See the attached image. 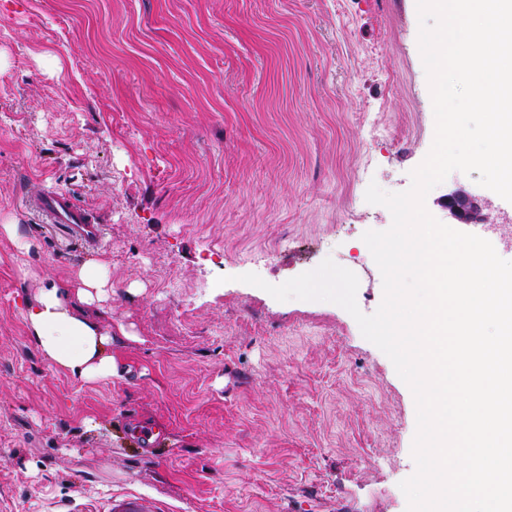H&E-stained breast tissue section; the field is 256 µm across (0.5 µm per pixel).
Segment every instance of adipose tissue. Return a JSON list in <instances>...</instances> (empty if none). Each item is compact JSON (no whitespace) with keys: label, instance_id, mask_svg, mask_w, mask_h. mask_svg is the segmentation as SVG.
<instances>
[{"label":"adipose tissue","instance_id":"ef3b65f1","mask_svg":"<svg viewBox=\"0 0 512 512\" xmlns=\"http://www.w3.org/2000/svg\"><path fill=\"white\" fill-rule=\"evenodd\" d=\"M110 286L101 265L88 263L69 279H49L25 303L24 320L36 348L54 367L82 381L115 371L112 339L83 310L103 300Z\"/></svg>","mask_w":512,"mask_h":512}]
</instances>
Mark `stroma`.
<instances>
[{
	"instance_id": "obj_1",
	"label": "stroma",
	"mask_w": 512,
	"mask_h": 512,
	"mask_svg": "<svg viewBox=\"0 0 512 512\" xmlns=\"http://www.w3.org/2000/svg\"><path fill=\"white\" fill-rule=\"evenodd\" d=\"M414 0H0V512H406L416 406L337 304L275 300L325 259L382 276L435 121ZM69 193L103 224L69 245L23 204ZM459 190L499 222L457 225ZM427 210L512 261V202L452 172ZM87 262L117 372L78 381L28 336L23 301ZM153 428L151 447L131 422Z\"/></svg>"
}]
</instances>
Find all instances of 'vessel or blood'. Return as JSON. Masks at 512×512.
<instances>
[{
    "mask_svg": "<svg viewBox=\"0 0 512 512\" xmlns=\"http://www.w3.org/2000/svg\"><path fill=\"white\" fill-rule=\"evenodd\" d=\"M29 204L47 224L64 228L82 248L93 250L102 243V225L87 210L77 206L66 193L40 191L31 196Z\"/></svg>",
    "mask_w": 512,
    "mask_h": 512,
    "instance_id": "obj_1",
    "label": "vessel or blood"
}]
</instances>
